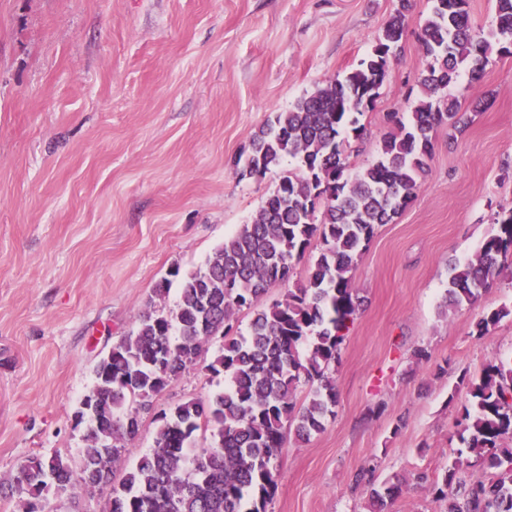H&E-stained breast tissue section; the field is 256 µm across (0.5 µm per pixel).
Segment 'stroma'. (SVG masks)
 Listing matches in <instances>:
<instances>
[{
	"label": "stroma",
	"mask_w": 512,
	"mask_h": 512,
	"mask_svg": "<svg viewBox=\"0 0 512 512\" xmlns=\"http://www.w3.org/2000/svg\"><path fill=\"white\" fill-rule=\"evenodd\" d=\"M396 59L348 175L378 156L418 91L431 0H412ZM399 0H0V482L29 458L79 461L74 422L92 367L129 334L172 270L203 268L250 223L296 160L258 179L233 159L275 113L345 76ZM462 130L438 129L429 172L353 272L358 312L334 367V418L288 435L269 512H366L351 476L441 471L454 458L462 378L512 359V254L471 304L448 303V268L512 209V54L450 88ZM206 352L154 402L167 410L224 387ZM426 348L429 359L413 355ZM108 488L45 491L47 512H101Z\"/></svg>",
	"instance_id": "1"
}]
</instances>
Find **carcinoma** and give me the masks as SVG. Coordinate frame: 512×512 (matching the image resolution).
I'll return each mask as SVG.
<instances>
[{"mask_svg": "<svg viewBox=\"0 0 512 512\" xmlns=\"http://www.w3.org/2000/svg\"><path fill=\"white\" fill-rule=\"evenodd\" d=\"M410 7L411 0H400L358 68L277 113L241 148L234 166L244 174L262 178L288 157L298 160L300 174L283 176L252 222L225 239L205 268L174 270L176 308L166 313L147 305L135 329L97 361L86 394L94 404L75 413L76 424H86L79 467L60 455L28 459L9 483L10 493L23 496V512H44L42 493L51 486L66 492L78 483H111L102 461L119 456L155 397L215 336L223 344L207 368L224 374V389L158 412L152 449L112 488L103 512H268L287 431L293 427L308 440L334 414L333 368L358 310L352 272L376 227L392 223L415 197L437 129L458 128L448 87L463 70L480 80L493 53L512 54V0H496L487 29L472 22L469 0H432L420 37L419 96L408 111L387 114L395 130L383 138L377 160L347 177L344 135H363L359 116L380 95ZM495 223L471 258L451 266L448 296L456 306L472 302L501 273L499 258L512 252V210ZM315 238L322 249L305 280L264 304L267 289L290 279ZM243 308L253 312L244 334L234 326ZM509 315L507 307L484 315L479 335ZM465 384L458 458L442 474L422 472L416 480L445 503V512H512V360L488 363ZM303 386L307 395L299 404ZM203 427L212 441L197 449L189 467L186 449ZM465 453L483 476L464 475ZM374 472L373 466L358 472L352 490L367 489L369 512H389L409 479L396 474L376 488Z\"/></svg>", "mask_w": 512, "mask_h": 512, "instance_id": "carcinoma-1", "label": "carcinoma"}]
</instances>
